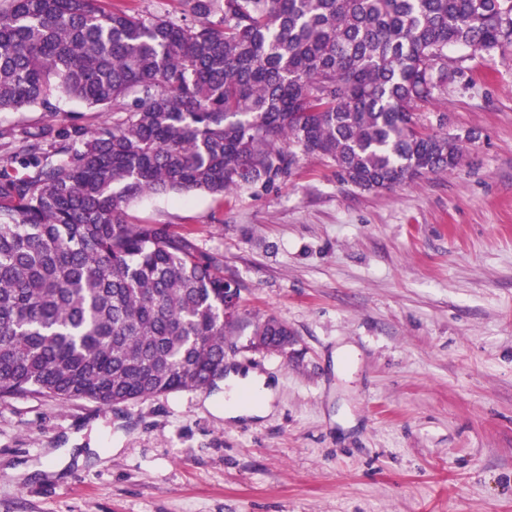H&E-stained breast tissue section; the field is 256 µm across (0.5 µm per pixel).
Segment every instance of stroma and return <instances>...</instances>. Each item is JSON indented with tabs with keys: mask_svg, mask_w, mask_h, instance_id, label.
<instances>
[{
	"mask_svg": "<svg viewBox=\"0 0 512 512\" xmlns=\"http://www.w3.org/2000/svg\"><path fill=\"white\" fill-rule=\"evenodd\" d=\"M448 56L447 94L412 111L462 139L454 171L368 192L310 157L270 191L129 205L293 330L289 355L227 357L271 380V409L227 420L219 387L2 399L0 512H512V50ZM59 107L0 112V157L70 114L112 120Z\"/></svg>",
	"mask_w": 512,
	"mask_h": 512,
	"instance_id": "35a3bbf8",
	"label": "stroma"
}]
</instances>
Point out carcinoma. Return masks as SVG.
<instances>
[{"mask_svg": "<svg viewBox=\"0 0 512 512\" xmlns=\"http://www.w3.org/2000/svg\"><path fill=\"white\" fill-rule=\"evenodd\" d=\"M146 16L104 0H0V112L66 96L112 125L30 134L0 166V399L104 407L224 379L229 352L288 353L275 317H225L241 284L166 224L148 194L284 183L305 157L380 191L455 169L461 139L416 102L448 87V49L512 46V0H180ZM20 163L29 173L9 175Z\"/></svg>", "mask_w": 512, "mask_h": 512, "instance_id": "carcinoma-1", "label": "carcinoma"}]
</instances>
